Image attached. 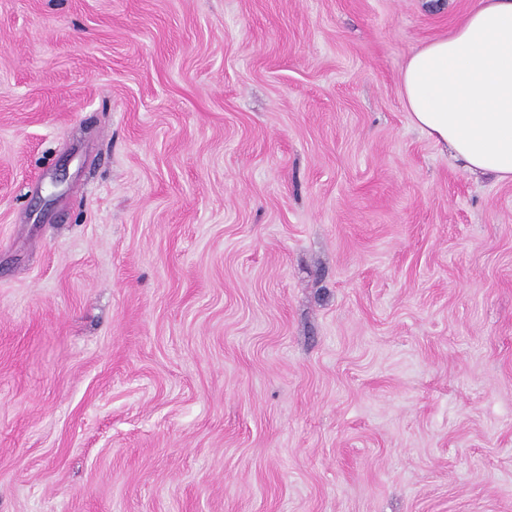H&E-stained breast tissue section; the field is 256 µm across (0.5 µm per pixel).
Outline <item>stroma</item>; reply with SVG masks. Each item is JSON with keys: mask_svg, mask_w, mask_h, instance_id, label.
<instances>
[{"mask_svg": "<svg viewBox=\"0 0 512 512\" xmlns=\"http://www.w3.org/2000/svg\"><path fill=\"white\" fill-rule=\"evenodd\" d=\"M477 0H0V512H512V183L404 110Z\"/></svg>", "mask_w": 512, "mask_h": 512, "instance_id": "1", "label": "stroma"}]
</instances>
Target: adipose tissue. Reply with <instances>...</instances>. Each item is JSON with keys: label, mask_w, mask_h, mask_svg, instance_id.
Returning <instances> with one entry per match:
<instances>
[{"label": "adipose tissue", "mask_w": 512, "mask_h": 512, "mask_svg": "<svg viewBox=\"0 0 512 512\" xmlns=\"http://www.w3.org/2000/svg\"><path fill=\"white\" fill-rule=\"evenodd\" d=\"M401 96L412 122L469 170L512 181V0H478L413 53Z\"/></svg>", "instance_id": "adipose-tissue-1"}]
</instances>
